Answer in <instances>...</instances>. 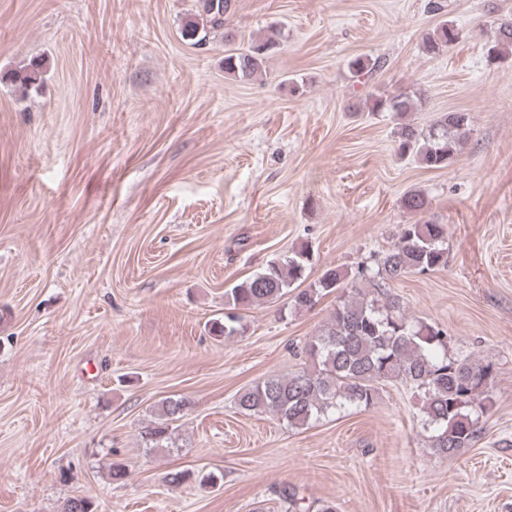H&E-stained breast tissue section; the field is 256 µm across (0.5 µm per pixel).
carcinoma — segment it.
<instances>
[{"instance_id": "carcinoma-1", "label": "carcinoma", "mask_w": 512, "mask_h": 512, "mask_svg": "<svg viewBox=\"0 0 512 512\" xmlns=\"http://www.w3.org/2000/svg\"><path fill=\"white\" fill-rule=\"evenodd\" d=\"M233 0H197L196 11L186 20L182 37L196 44L212 31L224 28V16L233 10ZM461 38L447 21L423 37V49L438 55ZM283 34L270 27L246 46H232L235 36L224 33L230 44L224 51V73L239 81H251L267 73L269 61L278 53ZM488 56L512 55V20L498 23ZM384 62L355 57L348 63L357 78L369 77ZM12 80L29 90L40 80L39 65L13 74ZM425 94L418 88L368 97L363 111L391 112L403 116L422 107ZM469 116L445 112L426 130L404 123L399 128L395 153L412 156L432 170L448 167L466 143ZM404 208L422 213L426 196L411 190L403 197ZM448 230L443 224H405L398 242L372 264L361 263L354 274L327 268L304 284L311 260L302 246L275 257L260 271L224 292V315L211 321L209 332L226 340L245 331L243 311L277 301L291 293L294 305L310 309L323 297L340 290L351 277L353 285L340 290L330 322L309 338L301 353L311 367L264 378L238 392L236 404L249 414H270L292 427H303L321 417L348 407L369 409L377 404L380 389L401 381L421 397L423 425L429 431V448L440 457H454L478 439L482 419L490 409L486 394L490 366L470 358L448 354V333L443 328L408 315L400 298L387 291L390 283L409 273L425 274L448 264ZM193 405L184 395L167 397L158 404L156 421L145 427V445L159 448L171 438L173 424ZM287 512H310L295 489L283 490ZM65 512H96L87 497H70Z\"/></svg>"}]
</instances>
